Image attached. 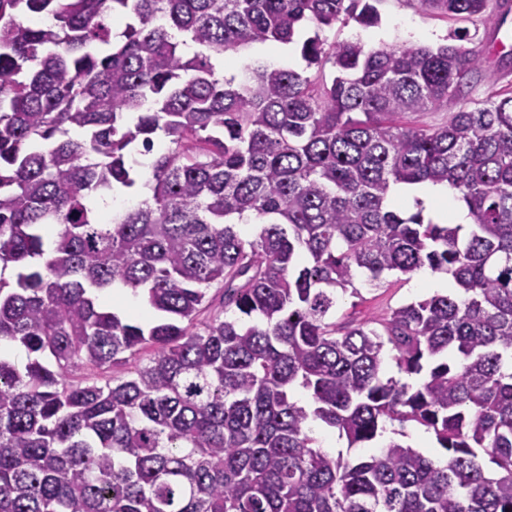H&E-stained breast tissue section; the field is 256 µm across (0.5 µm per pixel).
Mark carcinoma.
Listing matches in <instances>:
<instances>
[{"label":"carcinoma","mask_w":512,"mask_h":512,"mask_svg":"<svg viewBox=\"0 0 512 512\" xmlns=\"http://www.w3.org/2000/svg\"><path fill=\"white\" fill-rule=\"evenodd\" d=\"M421 4L504 21L500 0ZM350 20L380 14L0 0V267L17 270L0 276V345L27 353L0 357V512H512V90L466 101L484 59L464 31L434 49L321 38ZM268 42L331 82L248 54ZM242 51L224 80L216 63ZM453 100L439 126L400 122ZM423 183L469 223L394 205ZM425 267L448 292L331 320L356 272L377 286ZM114 288L150 318L115 311ZM388 358L419 382L384 376ZM394 422L445 457L402 430L357 457L311 434L355 448ZM408 437L402 438L407 444L420 452L429 456H437L439 453L438 445L430 434L423 431L422 428L409 426L407 428Z\"/></svg>","instance_id":"cac0c4a2"}]
</instances>
